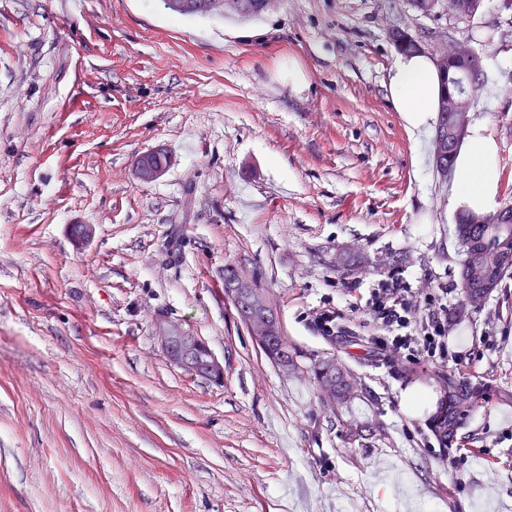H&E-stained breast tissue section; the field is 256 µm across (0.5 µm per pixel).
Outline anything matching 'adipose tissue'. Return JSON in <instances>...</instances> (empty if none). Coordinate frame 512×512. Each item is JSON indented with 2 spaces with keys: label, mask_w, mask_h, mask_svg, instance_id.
<instances>
[{
  "label": "adipose tissue",
  "mask_w": 512,
  "mask_h": 512,
  "mask_svg": "<svg viewBox=\"0 0 512 512\" xmlns=\"http://www.w3.org/2000/svg\"><path fill=\"white\" fill-rule=\"evenodd\" d=\"M392 102L416 128L426 125L437 109L439 78L432 63L421 54L399 56L389 78ZM499 185L497 150L481 128H473L467 148L456 161L450 187L453 204L480 212L489 209Z\"/></svg>",
  "instance_id": "obj_1"
}]
</instances>
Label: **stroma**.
Instances as JSON below:
<instances>
[{"label":"stroma","instance_id":"obj_1","mask_svg":"<svg viewBox=\"0 0 512 512\" xmlns=\"http://www.w3.org/2000/svg\"><path fill=\"white\" fill-rule=\"evenodd\" d=\"M481 57L471 114L512 205V7L462 22L409 0H273L182 17L162 0H0V512H502L512 502V278L465 306L456 205L388 91L392 28ZM299 67L300 85L288 79ZM175 160L139 184L138 155ZM98 232L75 246L68 228ZM364 258L341 270L336 251ZM276 309L273 364L224 296ZM448 290L457 362L391 370L355 316L378 279ZM348 335H320L316 312ZM199 337L221 381L168 360ZM334 360L359 394L328 406ZM427 396L421 415L404 397ZM454 406L453 437L431 420ZM273 337L275 342L269 346L267 356L272 359L277 365L282 366H293V357L288 350V344L284 337L280 333L278 326L277 316L275 314L273 321ZM335 372H336V380L339 379L338 374L340 376H343L345 374L350 379V383L346 384V386L343 387L341 390H336V394H335V391H332V393H330L329 396H331L333 399H338L340 401H347L355 395V392H353L354 385H353L352 377L349 375V373L345 369L337 366L335 363L327 362V363H323V364L315 367L313 370V376H314V379L317 382L318 386L323 391L326 392L325 385H327L329 383V378H331L333 376V373H335Z\"/></svg>","mask_w":512,"mask_h":512}]
</instances>
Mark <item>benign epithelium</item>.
<instances>
[{"label": "benign epithelium", "instance_id": "benign-epithelium-1", "mask_svg": "<svg viewBox=\"0 0 512 512\" xmlns=\"http://www.w3.org/2000/svg\"><path fill=\"white\" fill-rule=\"evenodd\" d=\"M167 9L174 14L197 13L204 16H231L249 19L254 16L257 5L255 0H165ZM484 0H454L452 14L459 19L470 20L483 13ZM390 36L397 49L410 48L415 52H424L425 44L404 29H394ZM438 73L446 76L451 66L465 65L476 60L477 54L464 41H458L448 35L441 37L430 52ZM483 71L472 66L467 75V92L461 93L459 87L448 88L440 102L438 111L448 113V120L438 124L433 139V155L438 161L450 157L460 139L468 131L470 112L476 90L482 81ZM173 165L172 156L162 149H152L140 154L135 162V177L141 184H153L162 179ZM232 301L239 318L247 323L259 340L270 320L272 310L259 302L254 293H236Z\"/></svg>", "mask_w": 512, "mask_h": 512}]
</instances>
